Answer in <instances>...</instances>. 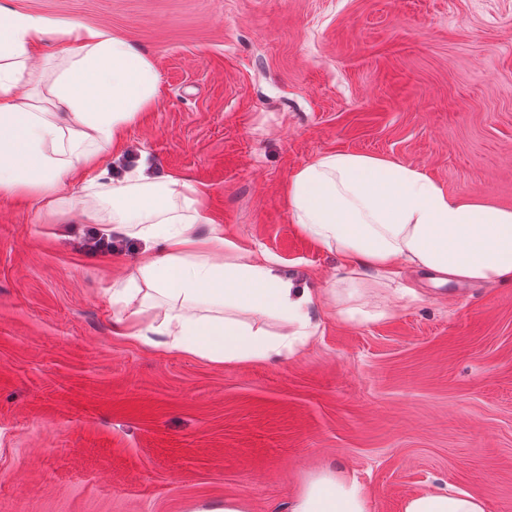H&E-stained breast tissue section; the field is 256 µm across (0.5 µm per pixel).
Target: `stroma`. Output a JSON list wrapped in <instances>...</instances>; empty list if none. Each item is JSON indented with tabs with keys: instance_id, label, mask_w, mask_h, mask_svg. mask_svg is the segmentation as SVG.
<instances>
[{
	"instance_id": "obj_1",
	"label": "stroma",
	"mask_w": 512,
	"mask_h": 512,
	"mask_svg": "<svg viewBox=\"0 0 512 512\" xmlns=\"http://www.w3.org/2000/svg\"><path fill=\"white\" fill-rule=\"evenodd\" d=\"M103 28L153 60L161 95L131 157L202 190L240 245L330 287L333 252L288 212L291 174L336 151L423 168L512 208V0H9ZM0 196V512H199L227 496L289 512L310 475H354L369 512L465 489L512 512V285L416 273L418 300L364 280L368 308L319 305L273 363L217 365L116 336L107 290L129 236Z\"/></svg>"
}]
</instances>
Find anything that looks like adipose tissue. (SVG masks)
Returning <instances> with one entry per match:
<instances>
[{
  "label": "adipose tissue",
  "mask_w": 512,
  "mask_h": 512,
  "mask_svg": "<svg viewBox=\"0 0 512 512\" xmlns=\"http://www.w3.org/2000/svg\"><path fill=\"white\" fill-rule=\"evenodd\" d=\"M50 35L61 49L46 70L31 49ZM159 95L154 62L131 43L0 0V196L35 199L53 215L76 209L102 234L119 225L140 242L132 272L109 290L117 335L219 365L298 352L318 330L321 293L286 275L277 255L225 237L188 178L158 175L145 159L123 173L102 166ZM287 202L300 232L335 253L331 296L348 320L379 317L356 304L367 275L391 284L414 269L442 283L512 282V209L452 196L422 168L326 153L290 176ZM289 512H368V494L326 469L306 480ZM402 512L486 507L451 487L406 496Z\"/></svg>",
  "instance_id": "1"
}]
</instances>
